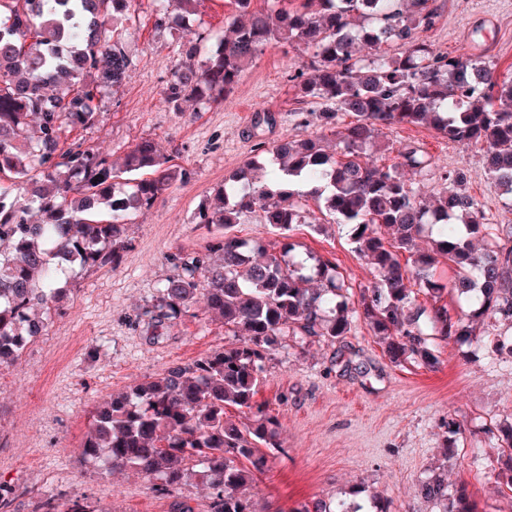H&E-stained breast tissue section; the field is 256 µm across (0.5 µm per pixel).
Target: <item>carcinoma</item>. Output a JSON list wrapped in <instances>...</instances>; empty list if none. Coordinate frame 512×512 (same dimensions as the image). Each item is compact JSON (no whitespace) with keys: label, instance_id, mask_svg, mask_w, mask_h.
<instances>
[{"label":"carcinoma","instance_id":"1","mask_svg":"<svg viewBox=\"0 0 512 512\" xmlns=\"http://www.w3.org/2000/svg\"><path fill=\"white\" fill-rule=\"evenodd\" d=\"M177 38L196 40L198 61L172 73L164 102L222 100L267 48L302 44L310 62L290 76L298 98H318L321 127L334 132L336 150L318 141L258 143L257 154L225 183L196 223L209 229L206 254L173 256L181 274L159 289L154 319L188 314L197 297L205 312L237 341L112 395L92 413L83 458L109 471L132 468L171 495L192 477L208 488L207 512H255L246 490L269 469L267 448L281 447L276 419L255 400L266 362L283 337L336 339L364 318L383 337L394 363L409 357L439 365L431 337L471 336L448 314L443 295L493 318L512 332V246L497 241L472 197L444 188L427 201L400 169L419 172L432 157L414 143L389 147L391 165L369 154L375 131L400 124L427 125L459 145H479L485 174L512 193V77H499L482 55L450 56L423 40L438 18L430 0H275L263 9L234 0L226 33L213 43L193 28L198 0H177ZM132 0H0V366L15 362L29 342V326L47 325L60 310L61 278L79 268L117 267L127 247V225L187 170L169 163L158 143L143 139L121 164L75 141L67 130L94 126L107 91L132 66L123 48V23ZM396 43L399 52L382 51ZM355 121L341 127L339 114ZM297 178L310 190H282ZM323 198L325 210L352 231L356 251L375 271L372 285L353 294L330 260L308 269L290 259V231L321 224L302 207ZM274 241L248 242L231 233L254 208ZM434 247L416 249L424 230ZM409 254L403 265L399 256ZM448 263L453 278L436 277ZM429 305H416L414 291ZM237 407V424L225 409ZM503 484L512 491V423L498 428ZM418 494L443 512H473L466 491L448 493L440 476ZM43 512H96L87 498ZM298 512H346L343 503L318 500Z\"/></svg>","mask_w":512,"mask_h":512}]
</instances>
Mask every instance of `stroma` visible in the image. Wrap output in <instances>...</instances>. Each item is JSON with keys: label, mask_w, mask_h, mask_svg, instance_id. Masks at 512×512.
I'll use <instances>...</instances> for the list:
<instances>
[{"label": "stroma", "mask_w": 512, "mask_h": 512, "mask_svg": "<svg viewBox=\"0 0 512 512\" xmlns=\"http://www.w3.org/2000/svg\"><path fill=\"white\" fill-rule=\"evenodd\" d=\"M440 16L424 38L452 55L475 47L498 73L512 72V0H436ZM176 10L156 11L137 0L125 34L129 76L102 102L93 128L67 132L68 141L94 145L121 159L144 138L160 143L189 176L176 183L127 230L118 268L77 272L43 336L13 364L0 367V482L16 485L15 512H36L46 497H88L104 512H173L175 499L206 512L208 491L188 481L178 498L158 495L131 471L106 473L85 462L81 445L91 412L112 394L169 367L184 365L233 341L195 305L191 315L147 328L146 310L176 273L173 253L204 251L207 233L198 210L252 158L255 144L335 135L321 128V100L300 102L290 80L309 60L304 47L267 48L224 101L195 112L173 111L163 89L185 61L188 40H176ZM269 125L255 126L259 114ZM415 142L433 157L428 174H409L423 196L442 185L444 172L463 173V191L501 230L512 229V200L483 168L482 150L444 139L430 127L401 124L376 134L379 163L395 160L390 144ZM298 261L333 262L352 288L368 285L366 262L347 226L320 232L296 225ZM441 360L393 363L362 318L346 336H287L266 364L257 401L280 423L281 448L269 472L249 493L257 512H296L315 499L341 500L352 512H437L416 486L440 473L449 489L465 488L475 512H512L498 479L501 450L492 430L512 422V353L449 338L435 340ZM457 432H449L447 422Z\"/></svg>", "instance_id": "1"}]
</instances>
